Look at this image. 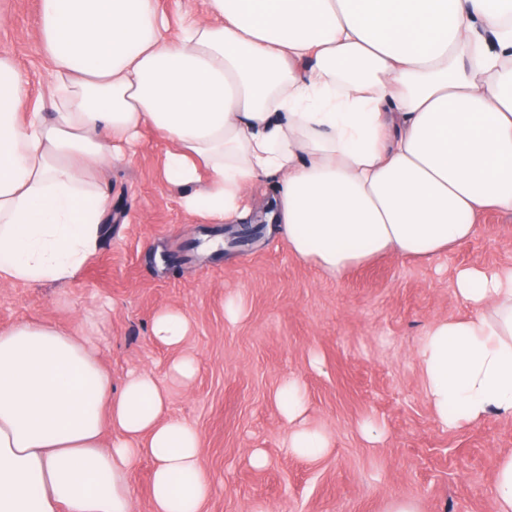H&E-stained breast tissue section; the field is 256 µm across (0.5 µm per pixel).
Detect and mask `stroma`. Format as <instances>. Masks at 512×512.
Wrapping results in <instances>:
<instances>
[{
	"label": "stroma",
	"instance_id": "stroma-1",
	"mask_svg": "<svg viewBox=\"0 0 512 512\" xmlns=\"http://www.w3.org/2000/svg\"><path fill=\"white\" fill-rule=\"evenodd\" d=\"M38 13L39 0H0V56L24 72L33 99L49 77ZM167 148L145 129L129 160L99 173L110 210L97 256L64 284L0 281V328L99 318L113 386L131 369L152 370L170 415L198 430L214 484L203 512H383L393 498L415 499L420 512H494L484 489L497 456L512 450V419L442 427L415 349L435 320L468 314L452 287L458 269L512 264V214H486L469 242L434 262L389 255L333 279L266 230L243 248L205 249L224 227L181 210L162 175ZM234 295L245 314L232 322L224 304ZM163 308L190 319L184 350L199 363L190 384L170 381L171 355L149 339ZM289 377L304 385L309 423L330 437L319 459L281 446L287 425L274 393ZM368 422L383 428L381 442L361 436ZM255 448L264 466L251 463Z\"/></svg>",
	"mask_w": 512,
	"mask_h": 512
}]
</instances>
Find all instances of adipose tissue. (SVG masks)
I'll return each instance as SVG.
<instances>
[{"instance_id":"ef3b65f1","label":"adipose tissue","mask_w":512,"mask_h":512,"mask_svg":"<svg viewBox=\"0 0 512 512\" xmlns=\"http://www.w3.org/2000/svg\"><path fill=\"white\" fill-rule=\"evenodd\" d=\"M38 30L37 100L0 57L1 280L65 283L96 256L93 175L147 127L187 215L240 223L274 181V233L334 278L384 255L433 262L487 211L512 213V0H205L173 37L157 0H40ZM454 288L470 313L419 342L425 397L448 427L512 418V264L460 269ZM189 331L174 309L151 323L175 381L197 371ZM100 354L87 323L0 329V512H133L144 459L150 512H201L197 430L150 371L113 388ZM276 404L287 452L323 456L298 380ZM152 463L147 460L140 462L131 476V483L135 491L134 512H150L148 488L150 483Z\"/></svg>"}]
</instances>
